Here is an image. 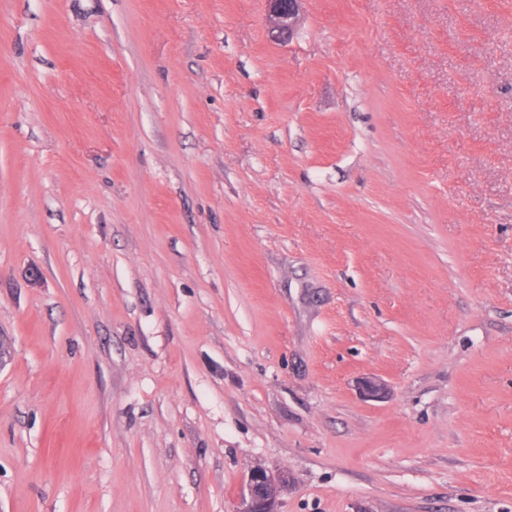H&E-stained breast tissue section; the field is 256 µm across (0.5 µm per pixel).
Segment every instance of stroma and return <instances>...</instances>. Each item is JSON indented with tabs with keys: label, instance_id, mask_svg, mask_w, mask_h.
<instances>
[{
	"label": "stroma",
	"instance_id": "35a3bbf8",
	"mask_svg": "<svg viewBox=\"0 0 512 512\" xmlns=\"http://www.w3.org/2000/svg\"><path fill=\"white\" fill-rule=\"evenodd\" d=\"M0 347V512H512V0H0ZM267 2L272 34L279 41L288 40L289 42L294 35L302 0H267ZM286 478L285 474H274L259 465L252 467L235 512H278L277 503Z\"/></svg>",
	"mask_w": 512,
	"mask_h": 512
}]
</instances>
